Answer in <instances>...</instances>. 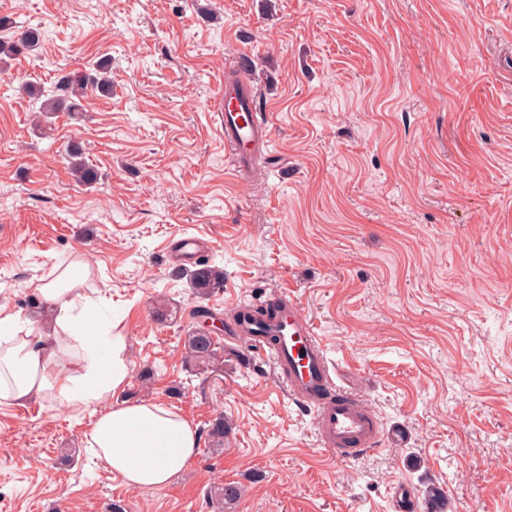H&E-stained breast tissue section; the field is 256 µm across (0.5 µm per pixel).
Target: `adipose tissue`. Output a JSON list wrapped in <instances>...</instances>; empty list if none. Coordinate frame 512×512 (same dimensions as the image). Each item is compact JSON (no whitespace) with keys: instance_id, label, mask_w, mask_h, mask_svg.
<instances>
[{"instance_id":"obj_1","label":"adipose tissue","mask_w":512,"mask_h":512,"mask_svg":"<svg viewBox=\"0 0 512 512\" xmlns=\"http://www.w3.org/2000/svg\"><path fill=\"white\" fill-rule=\"evenodd\" d=\"M87 268H58L39 292L53 315L45 326L0 317V399L52 397L66 407L96 408L86 439L95 457L130 488L164 487L180 477L197 452L195 429L151 402L116 403L130 373L124 336L97 317L84 289Z\"/></svg>"}]
</instances>
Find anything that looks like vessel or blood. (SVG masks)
I'll return each mask as SVG.
<instances>
[{"instance_id":"b4317fda","label":"vessel or blood","mask_w":512,"mask_h":512,"mask_svg":"<svg viewBox=\"0 0 512 512\" xmlns=\"http://www.w3.org/2000/svg\"><path fill=\"white\" fill-rule=\"evenodd\" d=\"M223 98L219 116L224 151L241 172L249 167L258 148L270 145L271 123L255 117V85L225 78ZM209 247V241L199 237L171 242L169 263L175 268L197 264ZM224 337L247 342L261 360L274 363L285 392L313 407L319 441L337 458L356 454L378 439L377 421L356 393L336 384L323 345L296 301L283 305L270 321H227Z\"/></svg>"}]
</instances>
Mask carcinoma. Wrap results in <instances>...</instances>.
Masks as SVG:
<instances>
[{"mask_svg": "<svg viewBox=\"0 0 512 512\" xmlns=\"http://www.w3.org/2000/svg\"><path fill=\"white\" fill-rule=\"evenodd\" d=\"M0 59L11 58L32 51L40 45L43 34L36 27L20 28L10 15L0 16ZM111 60L103 57L95 61L91 68L83 73H68L58 78L51 87L29 85L27 90L30 98L39 104L36 111L44 114L52 112H85L89 97L99 93L103 96L112 94V82L108 78ZM71 168L76 179L84 184H92L98 179V172L82 160L80 147L72 145L68 148ZM190 282L201 298L209 296L214 289L223 287L224 269L215 265L204 264L192 271ZM186 359L188 362L205 368L219 362L218 349L210 348V333L194 330L185 338ZM228 428L224 423V415L214 418L207 429L209 442L216 447L224 445V435ZM242 489L236 484L220 483L210 488V497L218 505L231 504L238 500Z\"/></svg>", "mask_w": 512, "mask_h": 512, "instance_id": "1", "label": "carcinoma"}]
</instances>
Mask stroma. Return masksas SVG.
Returning <instances> with one entry per match:
<instances>
[{
  "label": "stroma",
  "instance_id": "stroma-1",
  "mask_svg": "<svg viewBox=\"0 0 512 512\" xmlns=\"http://www.w3.org/2000/svg\"><path fill=\"white\" fill-rule=\"evenodd\" d=\"M44 33L0 63V311L43 319L38 284L80 260L126 337L123 401L200 433L186 471L133 490L94 460L92 410L0 400V512H393L439 487L447 512H512V0H0ZM112 58V95L36 118L20 84ZM248 57L270 157L234 174L213 101ZM98 169L85 185L66 147ZM210 240L199 298L170 240ZM288 293L383 430L344 461L272 365L224 344L194 367L198 307L228 319ZM230 425L223 447L204 433ZM190 282L200 298L209 296L214 289L224 285V269L215 265L204 264L192 271Z\"/></svg>",
  "mask_w": 512,
  "mask_h": 512
}]
</instances>
